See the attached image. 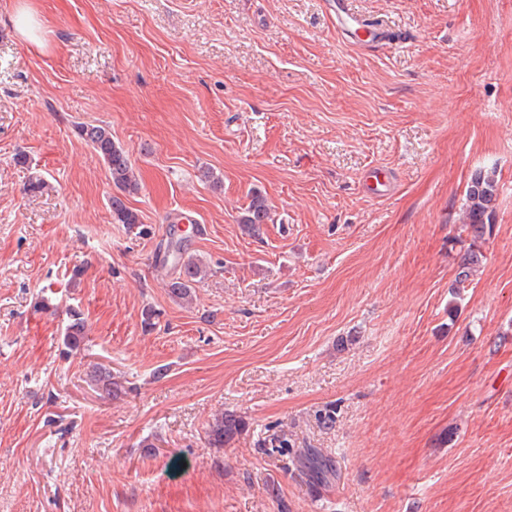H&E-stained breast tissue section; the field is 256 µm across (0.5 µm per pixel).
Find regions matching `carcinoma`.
I'll use <instances>...</instances> for the list:
<instances>
[{
	"label": "carcinoma",
	"mask_w": 512,
	"mask_h": 512,
	"mask_svg": "<svg viewBox=\"0 0 512 512\" xmlns=\"http://www.w3.org/2000/svg\"><path fill=\"white\" fill-rule=\"evenodd\" d=\"M81 139L101 158L114 192L110 197L112 220L124 224L129 230L137 229L145 234L139 214L127 205L128 197L141 189L139 175L129 152L112 137V132L102 125H81L78 127ZM248 203L242 208L238 223L244 226L251 237L262 234V225L271 220V207L262 192L253 189L247 194ZM495 210V183L490 175L476 174L467 190L466 224L461 231L470 237V243L460 258L459 271L450 285L451 293L460 294L470 279L472 269L480 263L482 253L480 245L485 237L492 235ZM173 261L179 266L178 276L167 283L169 295L183 303L193 301L197 283L206 276L207 267L203 261L191 255H185L183 241H172L162 257V263ZM68 321L61 336L62 353L69 356L88 346V327L83 313L74 308L67 312ZM94 386L112 395V374L102 366L95 365L90 371ZM246 422L228 411L215 415L206 430L207 442L212 448H222L240 435ZM300 466L314 482L325 484L336 476L331 459L316 448H306L299 457Z\"/></svg>",
	"instance_id": "carcinoma-1"
}]
</instances>
